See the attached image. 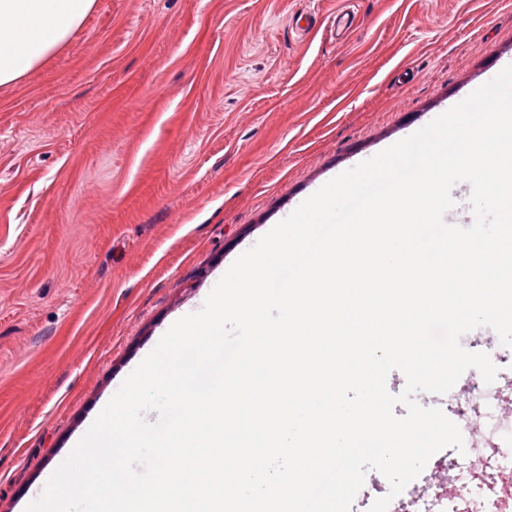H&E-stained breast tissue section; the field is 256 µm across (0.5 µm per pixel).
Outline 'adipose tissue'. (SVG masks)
I'll return each instance as SVG.
<instances>
[{
    "label": "adipose tissue",
    "mask_w": 512,
    "mask_h": 512,
    "mask_svg": "<svg viewBox=\"0 0 512 512\" xmlns=\"http://www.w3.org/2000/svg\"><path fill=\"white\" fill-rule=\"evenodd\" d=\"M96 0H0V87L21 81L68 43Z\"/></svg>",
    "instance_id": "obj_1"
}]
</instances>
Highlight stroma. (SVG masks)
<instances>
[{
  "label": "stroma",
  "mask_w": 512,
  "mask_h": 512,
  "mask_svg": "<svg viewBox=\"0 0 512 512\" xmlns=\"http://www.w3.org/2000/svg\"><path fill=\"white\" fill-rule=\"evenodd\" d=\"M512 64V0H96L0 87V512L327 182Z\"/></svg>",
  "instance_id": "stroma-1"
}]
</instances>
